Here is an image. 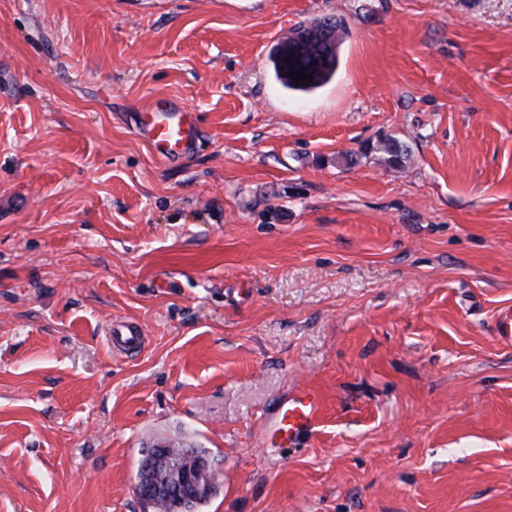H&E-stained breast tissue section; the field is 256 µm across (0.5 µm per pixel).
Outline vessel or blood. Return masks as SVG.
Masks as SVG:
<instances>
[{
    "label": "vessel or blood",
    "instance_id": "b4317fda",
    "mask_svg": "<svg viewBox=\"0 0 512 512\" xmlns=\"http://www.w3.org/2000/svg\"><path fill=\"white\" fill-rule=\"evenodd\" d=\"M141 126L154 151L166 158L189 152L199 140V130L189 112L167 99L156 100L150 111L143 113ZM492 331L500 342L512 344V306L496 311ZM322 407L323 399L314 389L290 393L280 402L270 427L283 439L294 440L311 430Z\"/></svg>",
    "mask_w": 512,
    "mask_h": 512
}]
</instances>
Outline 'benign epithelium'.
I'll return each instance as SVG.
<instances>
[{"mask_svg":"<svg viewBox=\"0 0 512 512\" xmlns=\"http://www.w3.org/2000/svg\"><path fill=\"white\" fill-rule=\"evenodd\" d=\"M212 474L214 469L208 460L198 459L184 464L170 449L160 445L144 461L134 490L138 495L163 499L166 512H179L182 496L190 491L209 490L213 484Z\"/></svg>","mask_w":512,"mask_h":512,"instance_id":"1","label":"benign epithelium"}]
</instances>
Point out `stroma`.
Returning a JSON list of instances; mask_svg holds the SVG:
<instances>
[{
	"instance_id": "obj_1",
	"label": "stroma",
	"mask_w": 512,
	"mask_h": 512,
	"mask_svg": "<svg viewBox=\"0 0 512 512\" xmlns=\"http://www.w3.org/2000/svg\"><path fill=\"white\" fill-rule=\"evenodd\" d=\"M325 16L335 76L283 89ZM160 97L200 130L171 162ZM504 303L512 0H0V512H144L143 443L183 435L202 512H512ZM345 35L341 21L335 17H324L311 27H297L286 39H291L297 49L289 53L284 40L279 42L270 56L274 74L288 91L311 92L328 83L335 74L337 51ZM336 50V51H335ZM293 61V65H287ZM293 72L313 75L308 86H295V79L286 77ZM303 67H307L303 71ZM140 124L154 151L165 158L189 152L199 140V130L189 112L172 100H156L150 112H143ZM492 331L500 342L512 344V306H504L496 311ZM322 407L320 393L312 388L290 393L280 402L270 428L290 444L296 437L311 430Z\"/></svg>"
}]
</instances>
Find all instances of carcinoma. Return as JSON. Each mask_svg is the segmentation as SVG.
Here are the masks:
<instances>
[{
    "label": "carcinoma",
    "mask_w": 512,
    "mask_h": 512,
    "mask_svg": "<svg viewBox=\"0 0 512 512\" xmlns=\"http://www.w3.org/2000/svg\"><path fill=\"white\" fill-rule=\"evenodd\" d=\"M345 35L341 21L334 17H324L311 27H297L291 31L289 39L297 46L290 53L284 42H279L270 56L274 74L281 85L289 91L311 92L328 83L335 74L337 49ZM293 65H287V62ZM303 71L313 76L309 85L297 86L288 77L290 71ZM381 150L387 155V164L395 169L404 166L408 149L395 139H386Z\"/></svg>",
    "instance_id": "obj_1"
}]
</instances>
